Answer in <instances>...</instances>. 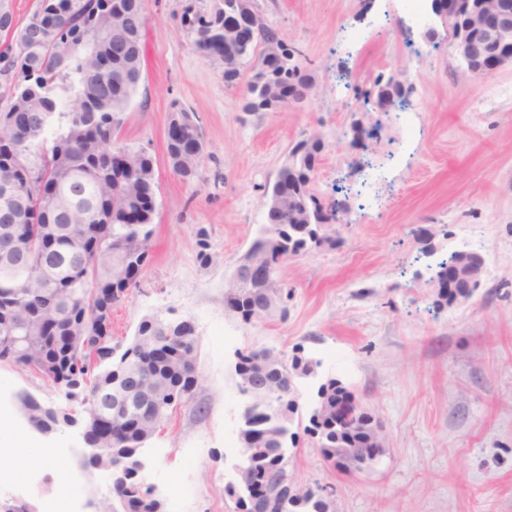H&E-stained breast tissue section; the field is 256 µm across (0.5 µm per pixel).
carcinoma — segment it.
Wrapping results in <instances>:
<instances>
[{"instance_id": "carcinoma-1", "label": "carcinoma", "mask_w": 512, "mask_h": 512, "mask_svg": "<svg viewBox=\"0 0 512 512\" xmlns=\"http://www.w3.org/2000/svg\"><path fill=\"white\" fill-rule=\"evenodd\" d=\"M135 0H48L38 21L33 11L19 18L14 0H0V49H9L5 37L16 33L23 50L11 61L10 77L0 70V117L17 111L13 123L0 121V182L10 181L21 204L0 195V225L11 224L14 233H0V321L8 318L34 332L26 355L5 357L17 367L36 373L33 360L55 364L75 390L68 398H80L86 408L100 403L98 410L112 418L118 440L105 442L112 449V460L119 464L123 477L113 487L112 499L104 512H165L153 499V487L139 481L141 467L139 439L161 428L165 419L153 420L145 399L127 387L123 373L139 371L161 397H176L175 406L194 403L199 385V339L187 320L173 322L161 313L140 320L133 342L126 348L120 342L107 347L89 345L72 348L68 327L88 314L91 304L115 299L113 281L124 266L144 270L153 246L156 214L143 224L125 223L124 210L142 193L158 190L155 161L148 152L123 144L119 133L123 114L128 110L140 80L143 61L145 17ZM195 35L196 50L203 57L219 56L227 83L237 82L242 60L247 57L235 44L224 41V32L247 24L243 15L201 14L192 23L181 18ZM94 26L91 44L67 40L72 31ZM310 77L300 64L281 79L294 84L291 99L299 102ZM245 107L251 112L275 111L261 102L249 82L244 91ZM203 137L198 124L189 120L181 135L167 142L172 170L184 179L198 175L204 159ZM322 142H298L292 151L304 152L306 172L280 170L273 188L288 190V204L265 211V224L279 226L280 246L270 252L265 238L257 236L251 248L265 260L269 276L264 283L240 288L228 300L244 323L255 320L262 292H283L280 271L293 257L311 246H318V225L308 224L306 214L325 210V219L339 221L341 204L322 203L311 191L312 178ZM18 152L29 156L31 170L9 167ZM33 241V256L15 252L14 236ZM36 260L45 264L47 280L27 281L29 266ZM320 362L298 355L288 357L270 349L239 353L236 373L238 385L247 375L269 369L272 397L254 407L248 420L250 448L242 458L246 482L251 483L275 467L281 457L274 456L257 442L280 431L277 414H299L295 399V377L316 373ZM346 391L330 381L318 389V397L331 407ZM307 432L315 438L325 462L336 463V449L361 447L360 435L350 424L342 426L309 417ZM234 512H252V497L246 490L226 487ZM274 512H334L333 503L324 500L323 487L315 486L285 510Z\"/></svg>"}]
</instances>
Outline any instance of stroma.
<instances>
[{
	"instance_id": "35a3bbf8",
	"label": "stroma",
	"mask_w": 512,
	"mask_h": 512,
	"mask_svg": "<svg viewBox=\"0 0 512 512\" xmlns=\"http://www.w3.org/2000/svg\"><path fill=\"white\" fill-rule=\"evenodd\" d=\"M190 3L214 6L144 3L142 76L120 138L153 155L159 212L150 262L113 309L112 335L129 344L154 312L192 321L205 411L173 410L141 451V479L164 499L181 488L183 512H233L224 486L239 457L227 445L242 405L235 355L298 348L320 362L296 381L301 408L333 380L385 430L382 454L342 470L309 436L294 448L296 481L328 488L336 512H512V65L465 79L443 19L416 23L404 0H253L299 50L315 88L300 110L247 112L181 27ZM389 77L406 93L381 108L371 97ZM180 107L195 114L205 146L191 180L167 155L168 115ZM311 137L323 143L313 188L344 208L340 240L282 268L287 318L243 323L224 310L225 285L264 222L266 185ZM457 251L483 268L471 298L449 304L435 278ZM20 390L66 403L41 377L0 362L1 442L27 428L12 404ZM49 442L64 450L56 466L79 473L81 501L111 497L110 475L83 469L74 431ZM39 468L0 459V503L40 512L36 489L21 482Z\"/></svg>"
}]
</instances>
